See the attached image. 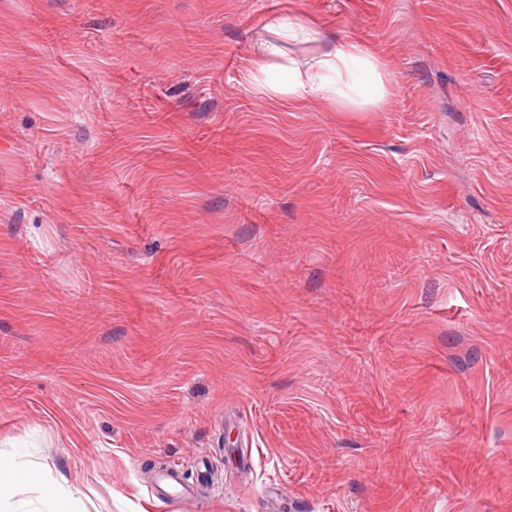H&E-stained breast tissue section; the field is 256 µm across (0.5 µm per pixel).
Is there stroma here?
<instances>
[{
  "instance_id": "stroma-1",
  "label": "stroma",
  "mask_w": 512,
  "mask_h": 512,
  "mask_svg": "<svg viewBox=\"0 0 512 512\" xmlns=\"http://www.w3.org/2000/svg\"><path fill=\"white\" fill-rule=\"evenodd\" d=\"M287 19L385 101L272 94ZM0 450L87 512H512V0H0ZM157 489L165 498H194L192 490L185 485L177 483L169 471L159 477Z\"/></svg>"
}]
</instances>
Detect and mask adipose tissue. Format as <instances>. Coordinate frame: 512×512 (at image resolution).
Segmentation results:
<instances>
[{"instance_id": "obj_1", "label": "adipose tissue", "mask_w": 512, "mask_h": 512, "mask_svg": "<svg viewBox=\"0 0 512 512\" xmlns=\"http://www.w3.org/2000/svg\"><path fill=\"white\" fill-rule=\"evenodd\" d=\"M286 34L305 33L308 38L321 42L323 52L306 68L282 63L283 50L278 43L269 42L259 50L261 57L279 60L283 74L282 84L289 93L299 97H322L330 100L345 99V76L360 70L371 75L372 100H381L386 89L378 74L377 62L371 52L354 40L333 37L322 26L312 21H285ZM37 498L42 512H86L82 497L67 485L47 487L42 463L0 460V502L12 503L13 512H28L30 498Z\"/></svg>"}]
</instances>
